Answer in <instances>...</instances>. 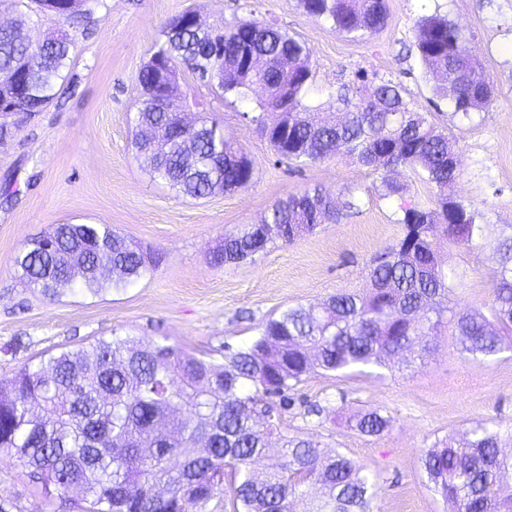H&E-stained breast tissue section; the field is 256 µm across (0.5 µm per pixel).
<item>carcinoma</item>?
I'll return each instance as SVG.
<instances>
[{
  "label": "carcinoma",
  "instance_id": "1",
  "mask_svg": "<svg viewBox=\"0 0 512 512\" xmlns=\"http://www.w3.org/2000/svg\"><path fill=\"white\" fill-rule=\"evenodd\" d=\"M68 11L65 21H95V7ZM309 14L340 33L375 32L387 21L385 0H300ZM208 31L184 12L161 28L156 49L138 72L141 102L131 118L132 147L148 172L177 197L204 199L252 183L253 160L202 113L191 151L179 141L150 149V137L180 128L181 104H157L152 68L191 72L221 95L246 99L255 86L259 123L278 160L299 165L345 154L380 174L387 196L404 185L390 178L402 167L435 189L428 204L400 206V242L374 261L365 294L338 292L317 305H298L267 320L245 347L224 345L220 357L176 348L162 336L99 337L77 350L48 352L0 378V452L30 470L46 497L80 491L86 512H208L229 482L232 512H370L377 493L368 468L342 452H326L310 437L269 444L291 391L316 371L337 375L366 367L412 363L414 346L443 322L453 286L440 259L446 240L473 247L485 239L483 215L448 194L460 166L458 140L416 110L393 78L373 91L338 98L336 115L303 104L313 77L307 46L258 19L224 25V66L199 47ZM415 46L432 91L464 120L486 110L494 94L469 55L463 30L445 16L416 26ZM71 40L38 46L20 24H0V96L21 114L44 111L67 79ZM359 209L352 193L333 201L319 190L277 202L262 223L276 225L262 252L321 224H338ZM257 226L244 224L213 248L216 266L256 257ZM499 278L488 309L472 307L448 323L459 352L485 362L512 347V234L498 243ZM157 257L126 241L110 224H56L14 258L19 278L53 300L76 287L97 295L142 278ZM390 425L381 410L359 413L353 428L379 436ZM500 431L477 424L460 439L437 441L420 455L429 487L450 512H512V452Z\"/></svg>",
  "mask_w": 512,
  "mask_h": 512
}]
</instances>
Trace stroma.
Here are the masks:
<instances>
[{"instance_id":"stroma-1","label":"stroma","mask_w":512,"mask_h":512,"mask_svg":"<svg viewBox=\"0 0 512 512\" xmlns=\"http://www.w3.org/2000/svg\"><path fill=\"white\" fill-rule=\"evenodd\" d=\"M103 3L87 30L46 17L29 26L35 38L62 28L75 47L59 98L33 118L9 125L0 138V347L22 341L16 352L0 354V378L47 352L78 349L115 333L143 340L164 336L200 354L228 343L247 345L263 322L287 307L315 304L339 291H367L373 258L403 236L395 222L401 199L431 197V188L406 169L393 174L405 186L399 198L384 196L379 174L342 154L301 167L277 160L253 120L262 91L247 101L226 100L198 81V111L243 145L255 165L254 180L200 201L175 197L154 181L131 146L137 74L162 24L186 10L212 26L260 19L306 44L313 69L309 106L329 111L357 74H364L369 87L393 76L406 97L442 127L451 108L424 78L415 26L434 13L459 25L497 93L486 112L456 130L460 167L450 192L483 213L488 232L480 246L445 241L440 250L452 275L453 309L490 302L498 271L494 246L512 225V0H386L385 26L355 36L306 13L299 0ZM315 187L333 197L353 191L359 212L272 246L255 260L212 264L210 251L224 233L260 223L273 204ZM65 223L112 225L161 260L127 288L98 295L75 289L49 300L17 280L13 261L31 239ZM434 345L422 362L403 370L309 375L296 390L301 405L284 417V433L313 435L367 466L377 486L372 512H448L419 466L422 450L435 441L483 423L499 429L505 447L512 448V350L488 362L471 361L457 351L447 326L438 330ZM308 403L333 413L306 414ZM372 409L391 417L385 433L371 437L351 429L350 415ZM0 506L6 512H80V493L72 489L46 499L26 471L0 452Z\"/></svg>"}]
</instances>
